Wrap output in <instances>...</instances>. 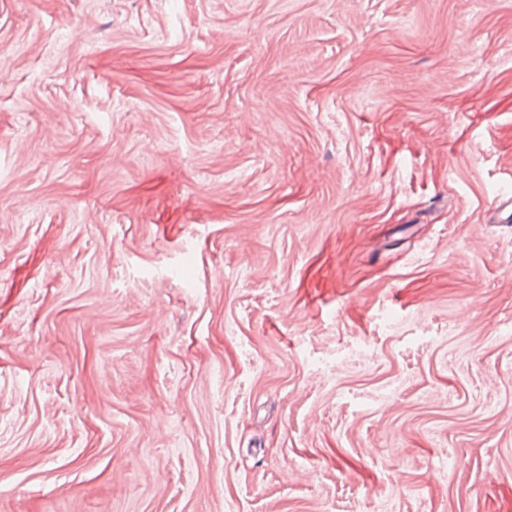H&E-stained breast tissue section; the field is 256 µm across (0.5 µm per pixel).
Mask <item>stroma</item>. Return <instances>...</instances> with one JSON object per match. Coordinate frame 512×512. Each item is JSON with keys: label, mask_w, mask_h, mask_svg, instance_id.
Returning a JSON list of instances; mask_svg holds the SVG:
<instances>
[{"label": "stroma", "mask_w": 512, "mask_h": 512, "mask_svg": "<svg viewBox=\"0 0 512 512\" xmlns=\"http://www.w3.org/2000/svg\"><path fill=\"white\" fill-rule=\"evenodd\" d=\"M0 512H512V0H0Z\"/></svg>", "instance_id": "obj_1"}]
</instances>
